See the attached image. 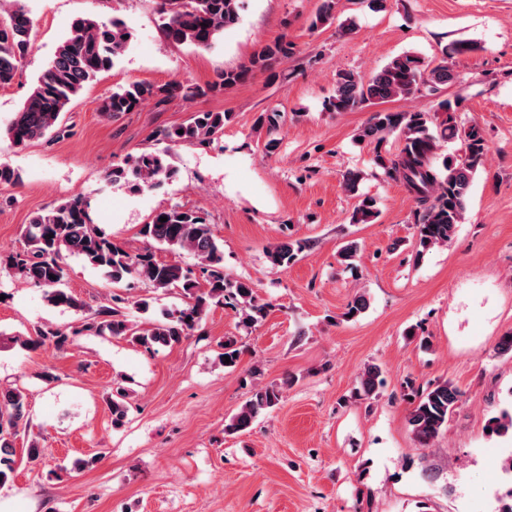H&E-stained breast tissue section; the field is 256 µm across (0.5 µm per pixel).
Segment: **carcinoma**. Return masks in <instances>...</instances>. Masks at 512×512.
<instances>
[{
    "label": "carcinoma",
    "instance_id": "1",
    "mask_svg": "<svg viewBox=\"0 0 512 512\" xmlns=\"http://www.w3.org/2000/svg\"><path fill=\"white\" fill-rule=\"evenodd\" d=\"M242 0H160V28L174 45H191L200 49L213 47L224 32L240 22ZM335 0H321L309 24L316 30L334 19ZM34 22L24 0H0V88L11 85L33 46ZM130 34L121 19L75 20L69 33L58 44L46 70L33 84L24 103L6 129L14 145L46 136L65 133L63 114L76 97L98 74L110 70L125 52ZM475 49V44L460 41L443 47L441 57L426 63L412 53L392 59L368 78L350 70L336 74L333 94L328 98L329 112H350L375 106L357 133L361 143L380 146L390 136L401 141L398 153L375 155L374 162L384 174L403 183L417 205V256L447 244L463 223L470 188L475 174L486 162L487 147L482 129L475 125L460 126L452 115L450 101L438 104L446 114L439 124L425 110L392 112L379 105L396 99H411L427 89L434 92L455 79L448 66V53L459 54ZM291 43L286 38L261 47L249 63L226 70L204 85L171 80L163 84L133 82L118 86L105 96L99 111L109 117L135 112L149 101L172 99L192 102L216 95L247 82L257 72L276 76L281 58L288 56ZM231 120L229 112L197 111L173 128L157 131V140L170 145L204 143L224 129ZM457 138L463 151L454 160L436 161L437 142ZM176 169L169 162L168 150H144L131 154L114 165L108 179L123 183L132 193L160 186L175 178ZM90 203L83 199L64 201L37 213L24 230V246L5 257L0 256V271L41 288L47 301L55 307L84 311L85 305L65 288L64 259L77 256L100 270L115 285L138 278L156 291L179 290L185 297L180 309L164 314V319L148 328L132 323L126 313V301L114 294L93 315L69 332L45 327L35 335L12 341L29 349L52 345L62 349L74 344L84 334L124 337L132 344L151 350L156 346H173L193 335L204 320L212 303H230L241 307L242 323L249 327L263 319L269 303L257 295L252 282L224 273V250L205 213L179 205L155 212L143 225L140 234L148 246L130 249L117 244L97 225L89 213ZM375 201L360 200L351 221L370 224L377 217ZM167 221H160V217ZM156 243L171 252L188 251L198 260V270L176 262L156 258L149 244ZM301 241L281 242L266 252L271 268H286L298 259ZM56 279L49 278V275ZM381 371L368 366L359 379L356 395L372 397L380 383ZM128 392L119 388L109 404L112 424L119 426L127 417ZM275 385L256 389L249 400L224 426L227 434L248 431L263 412L280 401ZM462 393L449 382L418 391L413 397L409 425L419 448L434 445L461 401ZM27 417L26 394L18 386L0 387V488L12 481L16 455L15 439ZM490 432L505 434L512 430V411L487 422Z\"/></svg>",
    "mask_w": 512,
    "mask_h": 512
}]
</instances>
